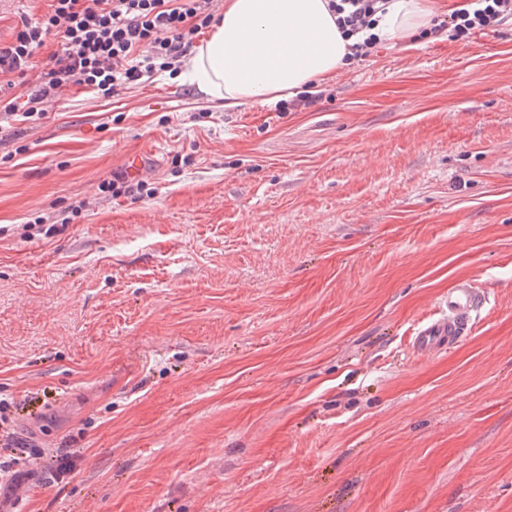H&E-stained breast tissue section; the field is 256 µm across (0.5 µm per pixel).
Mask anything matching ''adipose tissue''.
I'll return each instance as SVG.
<instances>
[{
    "label": "adipose tissue",
    "mask_w": 512,
    "mask_h": 512,
    "mask_svg": "<svg viewBox=\"0 0 512 512\" xmlns=\"http://www.w3.org/2000/svg\"><path fill=\"white\" fill-rule=\"evenodd\" d=\"M329 0H224V11L185 60L184 79L232 108L317 91L348 62ZM435 0H386L375 32L405 44L426 29Z\"/></svg>",
    "instance_id": "adipose-tissue-1"
}]
</instances>
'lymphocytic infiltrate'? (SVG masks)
<instances>
[{
    "mask_svg": "<svg viewBox=\"0 0 512 512\" xmlns=\"http://www.w3.org/2000/svg\"><path fill=\"white\" fill-rule=\"evenodd\" d=\"M214 0H54L51 12L24 24L14 40L0 45V75L26 78L36 52L47 42L56 51L24 100H0V112L20 123L43 119L45 100L74 85L109 96L142 83L154 73L180 63L193 37L213 19ZM380 0H330L344 36L350 37L352 58L370 55L378 39L372 35ZM512 17V0H471L441 20L453 41L500 25ZM143 44L151 56L134 59Z\"/></svg>",
    "mask_w": 512,
    "mask_h": 512,
    "instance_id": "f902f5d3",
    "label": "lymphocytic infiltrate"
}]
</instances>
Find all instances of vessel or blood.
I'll return each mask as SVG.
<instances>
[{
  "instance_id": "obj_1",
  "label": "vessel or blood",
  "mask_w": 512,
  "mask_h": 512,
  "mask_svg": "<svg viewBox=\"0 0 512 512\" xmlns=\"http://www.w3.org/2000/svg\"><path fill=\"white\" fill-rule=\"evenodd\" d=\"M482 304V296L471 283H457L448 292L442 314L420 329L413 342L414 348L427 353L446 349L462 335L465 325L472 321Z\"/></svg>"
}]
</instances>
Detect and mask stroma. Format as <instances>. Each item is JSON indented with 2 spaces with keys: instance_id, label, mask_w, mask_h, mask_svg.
Instances as JSON below:
<instances>
[{
  "instance_id": "stroma-1",
  "label": "stroma",
  "mask_w": 512,
  "mask_h": 512,
  "mask_svg": "<svg viewBox=\"0 0 512 512\" xmlns=\"http://www.w3.org/2000/svg\"><path fill=\"white\" fill-rule=\"evenodd\" d=\"M51 3L0 0V42ZM132 154L148 194L106 196ZM462 280L471 329L413 349ZM12 398L0 512H512V19L379 44L281 112L163 72L0 121ZM86 208V203L84 201L79 202L78 205H70L66 210L61 211V213L56 216H49L48 218L38 217L35 224H26L23 225L21 236L30 238L35 236H44L46 238L54 237L55 234L62 232L65 227L70 224L74 218H77L79 214L82 213ZM49 220H55L52 222L53 224H37V223H47Z\"/></svg>"
}]
</instances>
